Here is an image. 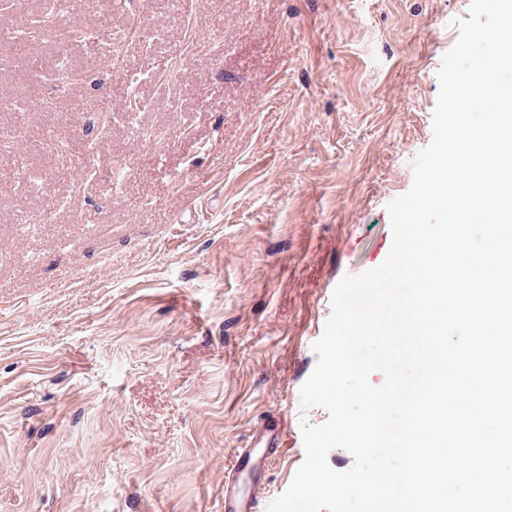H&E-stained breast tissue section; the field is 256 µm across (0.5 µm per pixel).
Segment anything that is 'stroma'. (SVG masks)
Segmentation results:
<instances>
[{"mask_svg":"<svg viewBox=\"0 0 512 512\" xmlns=\"http://www.w3.org/2000/svg\"><path fill=\"white\" fill-rule=\"evenodd\" d=\"M55 4L0 0V512H223L278 415L273 501L470 0Z\"/></svg>","mask_w":512,"mask_h":512,"instance_id":"obj_1","label":"stroma"}]
</instances>
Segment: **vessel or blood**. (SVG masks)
Wrapping results in <instances>:
<instances>
[{
	"label": "vessel or blood",
	"instance_id": "vessel-or-blood-1",
	"mask_svg": "<svg viewBox=\"0 0 512 512\" xmlns=\"http://www.w3.org/2000/svg\"><path fill=\"white\" fill-rule=\"evenodd\" d=\"M290 430L276 417L254 431L244 447L233 449L224 477L223 512H261L274 462L288 446Z\"/></svg>",
	"mask_w": 512,
	"mask_h": 512
}]
</instances>
